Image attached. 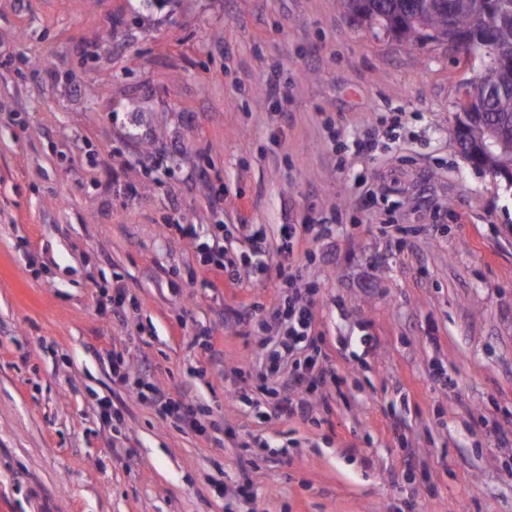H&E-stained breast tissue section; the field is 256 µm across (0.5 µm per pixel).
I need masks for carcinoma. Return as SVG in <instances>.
Returning a JSON list of instances; mask_svg holds the SVG:
<instances>
[{"mask_svg":"<svg viewBox=\"0 0 512 512\" xmlns=\"http://www.w3.org/2000/svg\"><path fill=\"white\" fill-rule=\"evenodd\" d=\"M346 13L369 20L411 47L429 40L469 38L499 48L507 63L496 71L491 91L481 90L479 104L464 119L465 156L493 172L503 162L491 146L505 133L512 140V0H337Z\"/></svg>","mask_w":512,"mask_h":512,"instance_id":"1","label":"carcinoma"}]
</instances>
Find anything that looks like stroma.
Returning <instances> with one entry per match:
<instances>
[{
    "instance_id": "stroma-1",
    "label": "stroma",
    "mask_w": 512,
    "mask_h": 512,
    "mask_svg": "<svg viewBox=\"0 0 512 512\" xmlns=\"http://www.w3.org/2000/svg\"><path fill=\"white\" fill-rule=\"evenodd\" d=\"M479 69L336 0H0V512H512V187L456 132ZM286 224L332 228L293 241L335 372L305 419L255 379ZM199 249L204 253V262L207 265H211L216 270L227 272L230 276L234 275V263L224 260V250L219 246L214 248V244L210 246L209 243L203 242L199 244ZM151 391L156 396L154 399L160 405L161 414L165 418H170L173 422L190 427L199 433L204 432L201 423L205 413L204 408L190 400L165 398L157 390Z\"/></svg>"
}]
</instances>
